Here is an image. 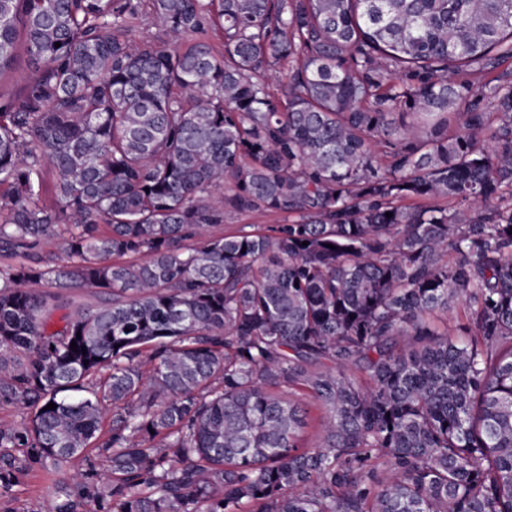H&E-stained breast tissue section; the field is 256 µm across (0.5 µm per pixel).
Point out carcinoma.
<instances>
[{
  "mask_svg": "<svg viewBox=\"0 0 512 512\" xmlns=\"http://www.w3.org/2000/svg\"><path fill=\"white\" fill-rule=\"evenodd\" d=\"M21 50L0 499L512 512V0H0ZM277 221V217L261 212L252 213L248 216L227 213L223 228L224 232H235L247 226V224H253L255 227H266L268 225L277 224ZM50 482L43 473H33L12 501L0 500V512H52L53 495Z\"/></svg>",
  "mask_w": 512,
  "mask_h": 512,
  "instance_id": "1",
  "label": "carcinoma"
}]
</instances>
